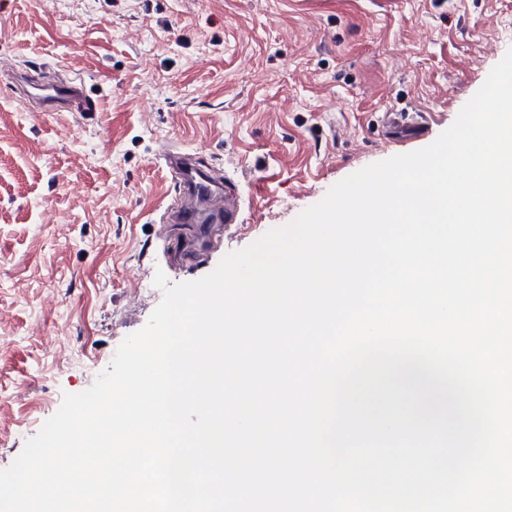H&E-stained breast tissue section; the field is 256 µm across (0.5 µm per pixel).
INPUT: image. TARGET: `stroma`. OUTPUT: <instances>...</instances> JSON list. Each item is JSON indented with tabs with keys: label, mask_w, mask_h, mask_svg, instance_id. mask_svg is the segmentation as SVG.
I'll use <instances>...</instances> for the list:
<instances>
[{
	"label": "stroma",
	"mask_w": 512,
	"mask_h": 512,
	"mask_svg": "<svg viewBox=\"0 0 512 512\" xmlns=\"http://www.w3.org/2000/svg\"><path fill=\"white\" fill-rule=\"evenodd\" d=\"M512 48V0H0V469L92 386L170 283L291 223L337 182L432 144ZM82 79L35 115L13 81ZM428 120L401 146L384 115ZM179 148L239 224L193 266L158 236ZM26 95L39 104V112H95L97 104L88 96L81 81L31 84Z\"/></svg>",
	"instance_id": "obj_1"
}]
</instances>
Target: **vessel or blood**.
Returning <instances> with one entry per match:
<instances>
[{
    "label": "vessel or blood",
    "mask_w": 512,
    "mask_h": 512,
    "mask_svg": "<svg viewBox=\"0 0 512 512\" xmlns=\"http://www.w3.org/2000/svg\"><path fill=\"white\" fill-rule=\"evenodd\" d=\"M30 98L43 112H93L94 99L81 81L33 85ZM171 176L178 188L173 223L186 225L188 236L178 241L174 254L183 263L196 261L223 225L238 221L240 205L236 197L223 195L215 181L203 171L192 154L166 151Z\"/></svg>",
    "instance_id": "b4317fda"
}]
</instances>
